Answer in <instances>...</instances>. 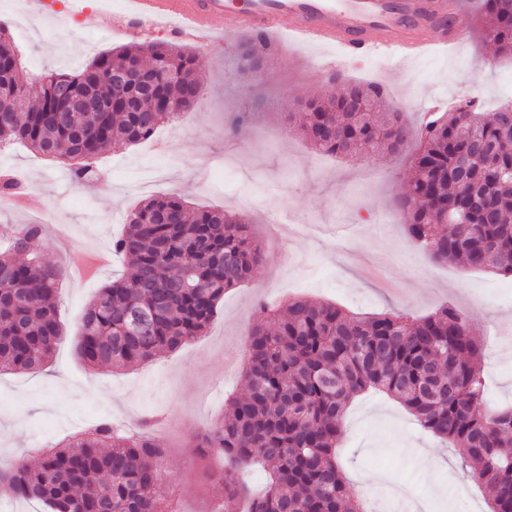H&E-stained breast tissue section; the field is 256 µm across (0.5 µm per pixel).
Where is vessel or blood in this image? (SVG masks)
I'll return each mask as SVG.
<instances>
[{
    "label": "vessel or blood",
    "mask_w": 512,
    "mask_h": 512,
    "mask_svg": "<svg viewBox=\"0 0 512 512\" xmlns=\"http://www.w3.org/2000/svg\"><path fill=\"white\" fill-rule=\"evenodd\" d=\"M113 27L179 24L180 35L206 51L221 48L228 29L261 34L268 53L285 44L331 48L344 60L409 61L436 45L462 41L465 20L456 0H124Z\"/></svg>",
    "instance_id": "b4317fda"
}]
</instances>
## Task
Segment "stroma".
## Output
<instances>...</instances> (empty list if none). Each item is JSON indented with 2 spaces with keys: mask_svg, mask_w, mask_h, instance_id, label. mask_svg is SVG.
I'll return each mask as SVG.
<instances>
[{
  "mask_svg": "<svg viewBox=\"0 0 512 512\" xmlns=\"http://www.w3.org/2000/svg\"><path fill=\"white\" fill-rule=\"evenodd\" d=\"M36 17L26 0H0V19L31 78L48 70L75 72L101 52L143 42H166L197 57L202 86L198 104L176 123L139 144L118 143L97 159L102 178L75 187L65 165L21 144L0 149V174L28 184L25 202H0V224L43 221L49 233L35 248L64 271L58 318L64 336L50 361L25 373L0 374V464L28 456L112 418L136 431L144 414L160 424L153 440L161 489L179 512H215L224 486L214 474L223 459L193 446L198 430L228 416L230 400L244 391L248 331L264 320L260 303L304 296L334 302L356 314L401 310L411 318L450 304L469 315L483 348L485 401L512 404V278L439 264L408 242L399 199L408 191L410 153L363 152L337 158L317 153L299 133L294 103L328 90L314 65L329 49L300 46L268 58L263 76L236 74L225 52L206 54L167 28L107 31L99 0H48ZM342 74L383 83L390 98L407 108L418 127L434 101L451 107L454 96L478 97L483 111L496 109L512 87V59L497 57L479 26L467 44L439 50L402 65L373 57L345 64ZM257 100L246 138L228 126L245 99ZM276 157L268 166V157ZM181 193L190 209L223 208L246 215L263 259L247 282L229 289L204 336L130 371L91 367L75 351L82 315L101 288L128 276L110 258L89 278H75L72 257L94 260L110 249L128 211L142 200ZM350 488H363L366 512H413L425 499L429 512H489L487 494L457 489L465 473L449 445L420 429L399 402L383 393L355 396L344 415L336 450Z\"/></svg>",
  "mask_w": 512,
  "mask_h": 512,
  "instance_id": "obj_1",
  "label": "stroma"
}]
</instances>
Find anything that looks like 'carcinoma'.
<instances>
[{"label":"carcinoma","instance_id":"1","mask_svg":"<svg viewBox=\"0 0 512 512\" xmlns=\"http://www.w3.org/2000/svg\"><path fill=\"white\" fill-rule=\"evenodd\" d=\"M484 37L512 56V0H474ZM263 36L237 40L251 63L265 67ZM138 71L113 93L114 105L73 112L103 73ZM196 59L164 42L98 55L84 70L25 76L8 25L0 22V146L15 142L70 161L74 184L97 175L92 159L112 144H135L193 109L201 84ZM341 85L305 104L302 134L319 153H397L411 138L405 115L384 91L330 77ZM366 94L367 110L354 97ZM512 105L483 112L472 99L429 116L415 138V175L399 205L410 243L437 262L459 261L512 277ZM42 238L30 224L0 231V373L43 367L63 336L57 301L62 271L33 252ZM112 251L131 275L101 289L81 319L75 350L92 367L126 369L153 361L203 335L224 292L262 260L248 218L224 211L188 212L176 194L147 199L128 214ZM268 322L250 332L246 393L200 431L195 447L235 462L261 460L271 477L249 512H365L336 461L343 416L353 397L373 389L403 404L419 425L453 445L466 476L488 492L490 512H512V407H481L482 352L470 319L446 305L421 319L399 312L356 317L332 304L293 299L260 303ZM162 450L148 432L135 437L102 419L66 443L37 451L35 461L0 469V492L45 505L49 512H172L160 492ZM224 482V512L243 494Z\"/></svg>","mask_w":512,"mask_h":512}]
</instances>
